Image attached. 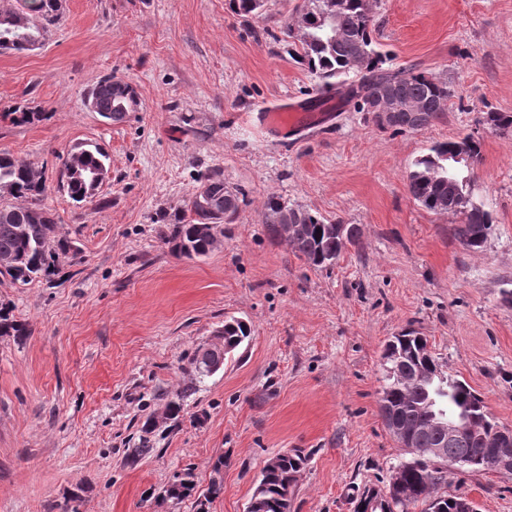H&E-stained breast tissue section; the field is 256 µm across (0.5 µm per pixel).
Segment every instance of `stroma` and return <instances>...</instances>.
I'll return each mask as SVG.
<instances>
[{
	"instance_id": "obj_1",
	"label": "stroma",
	"mask_w": 512,
	"mask_h": 512,
	"mask_svg": "<svg viewBox=\"0 0 512 512\" xmlns=\"http://www.w3.org/2000/svg\"><path fill=\"white\" fill-rule=\"evenodd\" d=\"M301 3L244 17L229 0H64L36 49L0 52V113L46 114L0 120V151L44 172L71 243L50 277H0V303L30 329L0 336V512H196L164 491L187 473L206 493L219 459L208 512H247L267 459L294 449L309 460L291 512H355L408 459L379 414L384 346L408 328L512 428V130L486 121L512 113V0H371L387 67L447 82L445 112L383 126L339 85L335 120L274 140L251 112L317 94L281 34ZM108 75L138 96L119 122L87 105ZM467 136L481 144L473 195L494 217L477 250L455 240L459 216L406 189L417 158ZM80 142L106 150L109 174L77 203L57 181ZM213 171L239 211L207 257L177 255L169 222ZM271 197L358 226V244L310 265L268 234ZM232 316L250 338L164 419L188 359ZM151 416L152 453L126 464ZM442 490L512 512V475L452 466Z\"/></svg>"
}]
</instances>
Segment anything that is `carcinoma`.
Instances as JSON below:
<instances>
[{"label":"carcinoma","mask_w":512,"mask_h":512,"mask_svg":"<svg viewBox=\"0 0 512 512\" xmlns=\"http://www.w3.org/2000/svg\"><path fill=\"white\" fill-rule=\"evenodd\" d=\"M267 0H231L235 14L242 16L261 15ZM63 10V0H28L27 12H0V51L24 52L28 50L27 36H38L53 24ZM298 29L285 24L284 35L298 43L297 55L307 65L311 75L326 92L337 85H348L347 98L355 102L358 111H366L367 100L373 98L383 86L388 87L392 97L420 104L421 112L410 117H399L391 126L418 129L428 125L445 110L451 89L448 83L439 81L414 68L392 71L384 68V61L375 49V28L371 0H304L300 8ZM343 30L344 37H331L334 28ZM366 59L365 72L354 70L352 63ZM96 100L99 115L119 122L126 113L138 106L133 88L120 79L105 76L91 91ZM13 124L32 123L43 117V113L32 109H14L3 113ZM459 142L448 141L434 145L429 153L417 159L406 175L409 195L435 214L453 213L461 216L454 229L456 240L466 249H479L484 240L478 238L480 228L491 226L493 218L486 205L475 199L471 189V167L460 168L455 161ZM108 155L98 144H78L68 154L59 170V186L66 190L76 202L91 196V186L84 175L107 165ZM457 183L455 194L448 195V179ZM207 206L197 203V194H192L187 208L192 218L176 216L168 236L172 250L186 257L206 256L211 242L198 236L197 225L212 224L219 227L224 217H234L239 209V192L224 185L221 173L213 172L200 184ZM0 192L24 204L0 205V257L7 256L11 265L0 270V275L11 282L26 285L34 279L52 274L58 253L70 250L67 239L59 236L54 216L41 204L47 192L44 175L16 160L11 154L0 152ZM296 224L307 225V231L290 238L296 252L312 266L333 265L347 243L354 244L359 238V228L354 225L331 223L322 216L301 206L289 205L277 198L266 203L265 224L269 235L281 237L280 224L283 216ZM29 335L26 324L10 317L6 308H0V336H13L18 340ZM251 335L250 326L237 318L224 321V355L233 353ZM403 358L401 366L407 375L415 371L426 373V377L410 386H400L390 377H385L382 387L380 412L382 418L396 416L404 424L418 430L416 444L419 448L437 446L431 417L424 402L438 397L447 407L466 414L484 430V436L476 438L465 435L448 445V454L443 459L425 456L413 457L397 466L401 484L389 487L388 497L376 489L364 491L357 501L355 512H363L362 505L375 497L381 507L372 512H411L422 505L423 512H457V505L466 501L463 496L438 493L448 464L466 461V468L482 471L493 468L489 449L499 447L500 425L486 411L480 395L464 380L445 376L438 361L427 349V339L413 331L393 337L383 353L385 364L392 356ZM217 353L199 349L189 360L184 372L190 384L175 394L166 404L165 416L175 420L181 412V400L196 391L197 384L207 377L205 366L215 361ZM307 457L300 451L279 454L278 462L261 472V479L254 490L259 506L249 512H284L287 496L292 494L298 473L304 468ZM224 461L214 465L216 477L212 478L204 499L197 501V512H205L206 503L218 497L224 489L220 476ZM191 474L175 476L165 490L170 499L182 501L190 497L195 485Z\"/></svg>","instance_id":"carcinoma-1"}]
</instances>
